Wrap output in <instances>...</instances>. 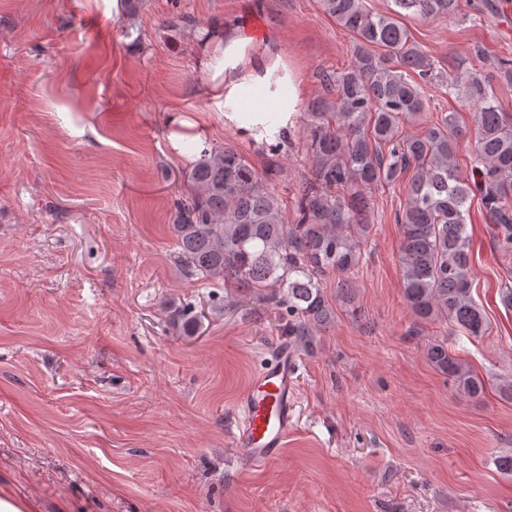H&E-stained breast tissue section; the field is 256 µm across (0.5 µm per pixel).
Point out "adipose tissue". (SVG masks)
I'll list each match as a JSON object with an SVG mask.
<instances>
[{"instance_id": "adipose-tissue-1", "label": "adipose tissue", "mask_w": 512, "mask_h": 512, "mask_svg": "<svg viewBox=\"0 0 512 512\" xmlns=\"http://www.w3.org/2000/svg\"><path fill=\"white\" fill-rule=\"evenodd\" d=\"M201 66L210 77L213 111L255 141L272 143L294 130L299 81L273 39L257 43L231 28L213 27L203 43Z\"/></svg>"}]
</instances>
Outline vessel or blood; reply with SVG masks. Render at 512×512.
Segmentation results:
<instances>
[{
    "label": "vessel or blood",
    "mask_w": 512,
    "mask_h": 512,
    "mask_svg": "<svg viewBox=\"0 0 512 512\" xmlns=\"http://www.w3.org/2000/svg\"><path fill=\"white\" fill-rule=\"evenodd\" d=\"M298 370L296 350L279 342L239 396L233 445L250 466H266L282 455L295 426Z\"/></svg>",
    "instance_id": "b4317fda"
}]
</instances>
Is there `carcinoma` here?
<instances>
[{"label":"carcinoma","mask_w":512,"mask_h":512,"mask_svg":"<svg viewBox=\"0 0 512 512\" xmlns=\"http://www.w3.org/2000/svg\"><path fill=\"white\" fill-rule=\"evenodd\" d=\"M322 4L353 34V61L342 73L321 76L324 94L310 105L303 150L312 172L294 221L270 191L274 165L258 173L236 149L211 146L186 173L190 193L174 204L181 261L199 275L224 279V288L243 300L286 307L288 335L306 344L331 319L325 277L351 272L363 260L366 193L410 170L407 200L396 214L404 300L418 319H444L454 332L479 338L489 323L472 296L467 217L480 197L499 246L512 249V113L485 78L468 72L451 84L465 85L473 131L460 129L453 112L417 135L403 130L425 111L406 72L424 78L432 62L399 17L452 15L461 0H393L390 13H374L364 0ZM463 138L474 143L481 164L471 179L456 164ZM426 356L457 388L483 394V381L448 350V341L428 343Z\"/></svg>","instance_id":"obj_1"}]
</instances>
